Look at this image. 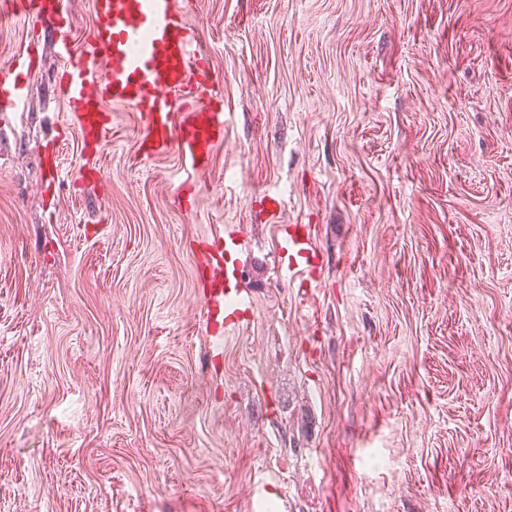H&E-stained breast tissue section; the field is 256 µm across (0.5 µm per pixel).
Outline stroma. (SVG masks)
<instances>
[{
  "label": "stroma",
  "mask_w": 512,
  "mask_h": 512,
  "mask_svg": "<svg viewBox=\"0 0 512 512\" xmlns=\"http://www.w3.org/2000/svg\"><path fill=\"white\" fill-rule=\"evenodd\" d=\"M178 6L227 114L207 174L112 104L81 162L50 30L0 125V512H512V0ZM229 224L252 315L213 362ZM282 248L288 253V270L300 269L303 273L316 267L317 255L313 248L310 228L306 224H289L283 228ZM302 266V268H301ZM204 244L200 265L208 269L209 279L204 288V308L209 334L216 343L212 347L214 357L220 355L226 330L239 329L246 319L251 302L242 288H237L239 266L237 255L247 244L245 233L239 227L224 229V237L217 236ZM221 319V321H220Z\"/></svg>",
  "instance_id": "stroma-1"
}]
</instances>
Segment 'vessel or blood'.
Instances as JSON below:
<instances>
[{"instance_id": "b4317fda", "label": "vessel or blood", "mask_w": 512, "mask_h": 512, "mask_svg": "<svg viewBox=\"0 0 512 512\" xmlns=\"http://www.w3.org/2000/svg\"><path fill=\"white\" fill-rule=\"evenodd\" d=\"M72 0H20L27 26L47 23L60 32L63 68L56 80L82 135L98 134L107 124L108 104L138 112V150L151 158L170 152L202 172L224 140L226 115L213 101L216 76L198 45L201 35L177 0H90L94 27L81 52L64 35ZM34 62L24 47L0 70V123H8L28 100L26 76ZM241 228L204 244L202 268L209 272L204 308L209 334L222 341L240 328L251 302L238 288L237 256L246 247ZM282 244L289 265L311 271L317 255L308 225L284 226Z\"/></svg>"}]
</instances>
